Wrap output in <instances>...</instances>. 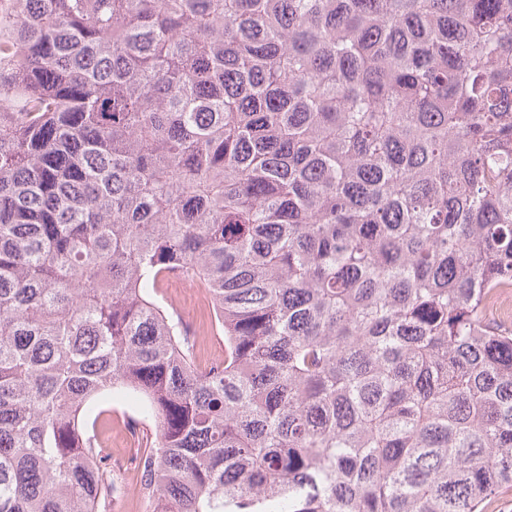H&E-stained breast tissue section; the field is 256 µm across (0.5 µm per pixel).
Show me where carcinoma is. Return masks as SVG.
<instances>
[{"label": "carcinoma", "mask_w": 512, "mask_h": 512, "mask_svg": "<svg viewBox=\"0 0 512 512\" xmlns=\"http://www.w3.org/2000/svg\"><path fill=\"white\" fill-rule=\"evenodd\" d=\"M505 283L512 0H0V512H483ZM162 288H184L181 292L177 306L174 310L181 316L187 325H192L196 329L203 331L209 324L210 309L200 310L195 307L194 294L189 288H193L197 302L200 305L209 304V295L206 287L199 281H190L184 279L173 278L164 273L161 275ZM189 287V288H187ZM511 292L508 289L498 290L489 299V311L495 318L499 320L510 319L512 315ZM137 401L135 397L127 395L121 399H112L102 406L105 409L112 410L111 416H105L108 419L105 437L112 440V453L109 463L112 466V471L118 474L124 482L126 475L134 469L133 457L137 446H126L120 434V426L125 417L132 413V408Z\"/></svg>", "instance_id": "1"}]
</instances>
